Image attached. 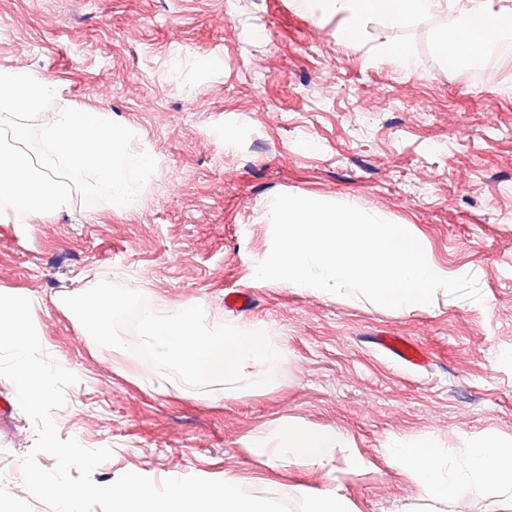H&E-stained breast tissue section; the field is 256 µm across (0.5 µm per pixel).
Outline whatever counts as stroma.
<instances>
[{
    "mask_svg": "<svg viewBox=\"0 0 512 512\" xmlns=\"http://www.w3.org/2000/svg\"><path fill=\"white\" fill-rule=\"evenodd\" d=\"M459 13L448 0L403 25L375 20L350 49L336 38L341 17L295 0H0V67L55 84L50 109L107 113L152 161L125 208L99 189L47 220L0 222V289L34 295L45 354L77 378L53 413L57 432L113 451L92 473L97 485L127 472L234 476L291 512H302L298 487L341 488L358 512H404L421 491L383 455L394 439L451 454L512 441V59L446 63L438 34ZM386 42L406 43L411 66L378 57ZM279 194L407 225L435 265L475 278L481 301L441 292L399 312L259 281ZM104 279L161 313L194 304L208 325L277 336L276 380L228 396L98 346L55 298ZM233 291L250 295L248 311L225 307ZM375 336L422 345L427 365L394 362ZM3 404L0 512L17 499L49 512L21 480L36 425L0 377ZM289 419L347 431L367 469L260 464L254 435Z\"/></svg>",
    "mask_w": 512,
    "mask_h": 512,
    "instance_id": "obj_1",
    "label": "stroma"
}]
</instances>
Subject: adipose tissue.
<instances>
[{"label":"adipose tissue","instance_id":"ef3b65f1","mask_svg":"<svg viewBox=\"0 0 512 512\" xmlns=\"http://www.w3.org/2000/svg\"><path fill=\"white\" fill-rule=\"evenodd\" d=\"M447 0H321V7L345 19L338 41L358 49L364 26L381 20L398 24L446 7ZM439 53L452 64L490 56L512 59V9L494 10L491 0H465L459 21L444 30ZM57 89L27 67L0 69V221L25 223L46 219L69 206L74 192L101 188L114 204L127 205L133 174L146 168L133 153L126 129L108 115L48 105ZM279 447L265 434L253 443L256 455L271 465L311 462L328 466L343 454L348 470L364 469L365 460L341 430H314L297 421L279 427ZM386 454L423 491L427 512H458L476 490L490 491L499 505L512 508V442L482 440L448 457L428 440H394Z\"/></svg>","mask_w":512,"mask_h":512}]
</instances>
